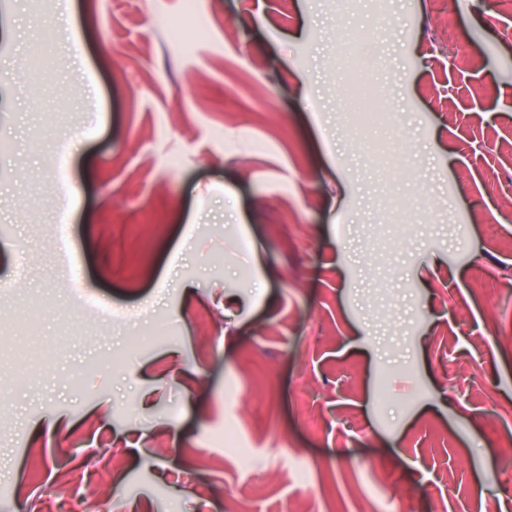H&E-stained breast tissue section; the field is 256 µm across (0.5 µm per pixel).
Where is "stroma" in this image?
I'll use <instances>...</instances> for the list:
<instances>
[{
	"mask_svg": "<svg viewBox=\"0 0 512 512\" xmlns=\"http://www.w3.org/2000/svg\"><path fill=\"white\" fill-rule=\"evenodd\" d=\"M183 12L0 6L5 512H512V0Z\"/></svg>",
	"mask_w": 512,
	"mask_h": 512,
	"instance_id": "obj_1",
	"label": "stroma"
}]
</instances>
